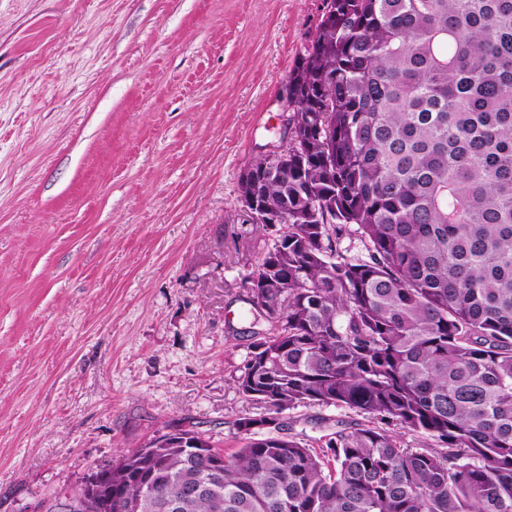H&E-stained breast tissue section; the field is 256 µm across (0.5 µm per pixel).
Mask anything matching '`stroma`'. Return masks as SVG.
Segmentation results:
<instances>
[{
    "label": "stroma",
    "mask_w": 512,
    "mask_h": 512,
    "mask_svg": "<svg viewBox=\"0 0 512 512\" xmlns=\"http://www.w3.org/2000/svg\"><path fill=\"white\" fill-rule=\"evenodd\" d=\"M326 0H0V512H44L175 428L259 406L243 171ZM359 413L300 407L324 445Z\"/></svg>",
    "instance_id": "35a3bbf8"
}]
</instances>
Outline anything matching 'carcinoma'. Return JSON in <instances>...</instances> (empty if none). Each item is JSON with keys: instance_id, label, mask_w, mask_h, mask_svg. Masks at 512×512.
<instances>
[{"instance_id": "cac0c4a2", "label": "carcinoma", "mask_w": 512, "mask_h": 512, "mask_svg": "<svg viewBox=\"0 0 512 512\" xmlns=\"http://www.w3.org/2000/svg\"><path fill=\"white\" fill-rule=\"evenodd\" d=\"M330 6L288 77V160L240 182L285 222L247 278L270 332L236 387L365 422L317 451L243 417L227 457L178 429L88 473L73 512H162L187 483L219 493L175 512H512V0Z\"/></svg>"}]
</instances>
